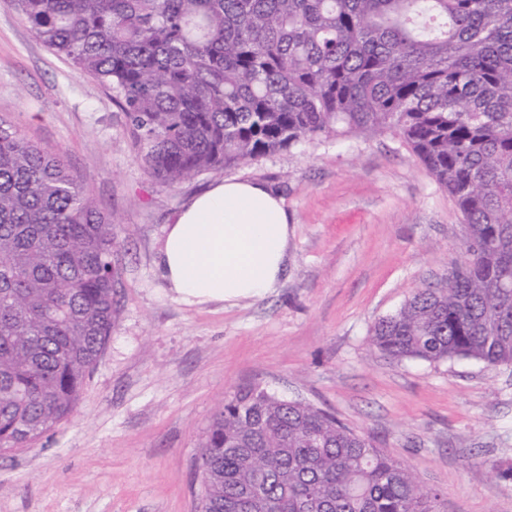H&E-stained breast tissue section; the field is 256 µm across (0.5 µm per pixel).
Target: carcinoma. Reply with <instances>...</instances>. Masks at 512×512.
<instances>
[{"mask_svg":"<svg viewBox=\"0 0 512 512\" xmlns=\"http://www.w3.org/2000/svg\"><path fill=\"white\" fill-rule=\"evenodd\" d=\"M112 92L163 187L323 136L391 131L466 221L462 257L369 330L387 358L512 368V0H12ZM61 153L0 120V454L74 412L112 335L118 242ZM200 512H439L311 403L224 400Z\"/></svg>","mask_w":512,"mask_h":512,"instance_id":"cac0c4a2","label":"carcinoma"}]
</instances>
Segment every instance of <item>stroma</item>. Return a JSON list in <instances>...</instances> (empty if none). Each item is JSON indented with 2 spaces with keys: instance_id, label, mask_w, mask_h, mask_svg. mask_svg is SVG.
Listing matches in <instances>:
<instances>
[{
  "instance_id": "obj_1",
  "label": "stroma",
  "mask_w": 512,
  "mask_h": 512,
  "mask_svg": "<svg viewBox=\"0 0 512 512\" xmlns=\"http://www.w3.org/2000/svg\"><path fill=\"white\" fill-rule=\"evenodd\" d=\"M0 119L64 154L116 217L112 336L81 400L32 448L0 456V512H196L197 456L237 387L309 402L441 491V512H512V370L392 361L369 329L444 277L465 222L394 133L321 138L175 189L143 169L112 94L36 39L0 0ZM227 179L288 210L273 292L188 305L157 258L173 215Z\"/></svg>"
}]
</instances>
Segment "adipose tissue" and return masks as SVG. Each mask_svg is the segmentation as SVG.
<instances>
[{
  "mask_svg": "<svg viewBox=\"0 0 512 512\" xmlns=\"http://www.w3.org/2000/svg\"><path fill=\"white\" fill-rule=\"evenodd\" d=\"M288 212L264 184L224 180L191 198L169 224L158 267L189 305L260 298L288 265Z\"/></svg>",
  "mask_w": 512,
  "mask_h": 512,
  "instance_id": "obj_1",
  "label": "adipose tissue"
}]
</instances>
